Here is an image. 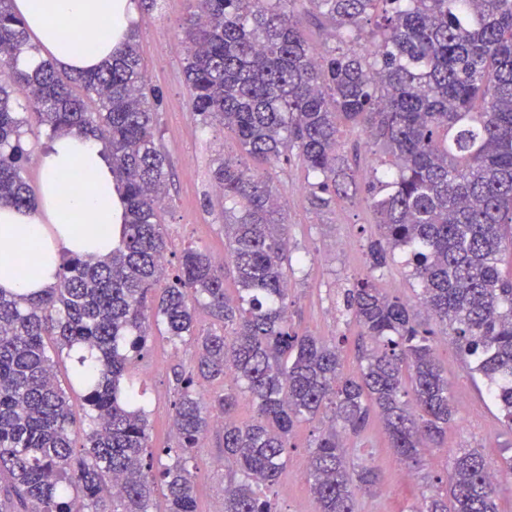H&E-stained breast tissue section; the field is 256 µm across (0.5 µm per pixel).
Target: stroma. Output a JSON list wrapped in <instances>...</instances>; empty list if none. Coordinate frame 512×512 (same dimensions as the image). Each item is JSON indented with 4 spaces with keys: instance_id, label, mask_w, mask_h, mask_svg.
<instances>
[{
    "instance_id": "35a3bbf8",
    "label": "stroma",
    "mask_w": 512,
    "mask_h": 512,
    "mask_svg": "<svg viewBox=\"0 0 512 512\" xmlns=\"http://www.w3.org/2000/svg\"><path fill=\"white\" fill-rule=\"evenodd\" d=\"M187 13L186 0H160L157 10L140 14L137 42L151 84L160 91L157 135L170 165L169 192L160 211L169 249V267H176L181 251L203 246L211 255L224 251V221L219 213H207L204 199L213 195L211 169L218 154L242 158L229 131L204 126L192 112L183 72L184 46L181 27ZM259 174L279 196L287 217L289 248L295 263L288 281L289 314L295 327L325 339L347 336L345 372L357 367V330L348 325L338 301L343 288L366 273L369 240L377 235L375 216L362 198L339 201L319 211L308 200L307 185L313 176L300 164H267ZM345 240L336 249V240ZM436 356L448 375L455 416L442 446L423 450L420 464L407 471L388 448L379 421L348 443V453L357 464L379 466L384 482L371 493L357 497V512H408L426 488L445 477L453 454L480 448L494 461L512 456V434L500 423L501 412L486 393L481 378L465 369L449 337H437ZM194 367L191 345L176 346L154 335L137 373L144 381L150 410V441L153 447L174 444L171 404L178 372ZM320 420L296 428L288 468L269 498L276 512H317L308 480L300 472L308 468L310 445ZM224 442L219 428L206 435L196 459L197 512H224Z\"/></svg>"
}]
</instances>
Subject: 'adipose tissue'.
Instances as JSON below:
<instances>
[{
	"label": "adipose tissue",
	"instance_id": "ef3b65f1",
	"mask_svg": "<svg viewBox=\"0 0 512 512\" xmlns=\"http://www.w3.org/2000/svg\"><path fill=\"white\" fill-rule=\"evenodd\" d=\"M13 11L45 56L73 72L97 69L126 41L137 21L132 0H13ZM95 30L88 48L64 45L66 31ZM34 207L0 206V289L31 294L54 284L63 254H110L124 208L101 144L65 132L40 149ZM79 179L65 189L71 174Z\"/></svg>",
	"mask_w": 512,
	"mask_h": 512
}]
</instances>
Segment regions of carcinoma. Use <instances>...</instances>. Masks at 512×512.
<instances>
[{"label":"carcinoma","instance_id":"carcinoma-1","mask_svg":"<svg viewBox=\"0 0 512 512\" xmlns=\"http://www.w3.org/2000/svg\"><path fill=\"white\" fill-rule=\"evenodd\" d=\"M188 2L184 75L202 123L231 130L258 166L301 162L315 178L314 208L361 193L372 208L378 237L368 272L342 294L343 316L371 348L346 374V337L328 342L293 327L284 212L252 168L223 155L212 180L224 264L188 247L176 273L163 268L161 95L136 40L94 71L62 72L48 61L22 69L20 57L38 48L12 0H0V204L35 201L25 170L32 112L52 138L76 131L104 145L125 210L111 255L63 256L57 282L37 295L0 290V480L16 498L0 500V512H151L157 482L166 512H196L192 462L217 416L224 459L236 467L224 512H275L260 488L278 485L294 428L321 412L308 472L318 512H356L357 493L383 475L350 462L347 438L377 414L389 447L414 468L454 420L435 329L375 275L397 252L420 287L419 306L488 382L512 433V274L500 269L512 252V0H305L336 41L318 57L297 0ZM15 95L25 110L12 105ZM343 127L365 132L389 158L362 186L339 144ZM202 311L213 327L201 334ZM160 324L171 340L193 343L195 365L176 374L175 445L155 452L130 366ZM63 351L74 356L92 422L79 449L54 374ZM244 401L255 408L245 422L237 418ZM496 473L512 476V457L493 462L471 448L453 457L445 492L422 495L409 512H498Z\"/></svg>","mask_w":512,"mask_h":512}]
</instances>
